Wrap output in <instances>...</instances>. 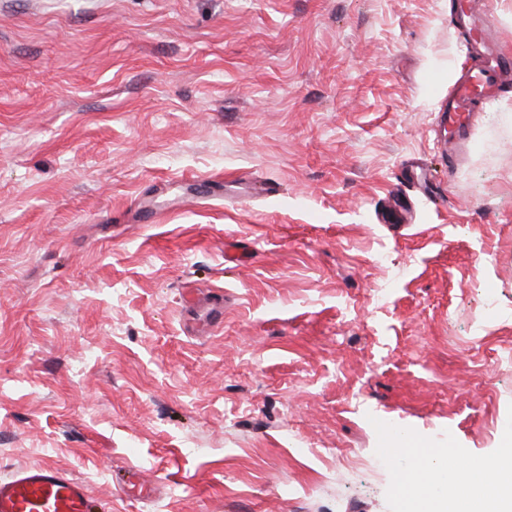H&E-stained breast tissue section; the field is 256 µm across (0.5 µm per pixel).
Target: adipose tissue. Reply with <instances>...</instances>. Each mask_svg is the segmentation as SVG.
<instances>
[{
    "mask_svg": "<svg viewBox=\"0 0 512 512\" xmlns=\"http://www.w3.org/2000/svg\"><path fill=\"white\" fill-rule=\"evenodd\" d=\"M497 481L476 488L473 469H445L432 456L424 479L408 497V512H512V453L502 452L494 461Z\"/></svg>",
    "mask_w": 512,
    "mask_h": 512,
    "instance_id": "adipose-tissue-1",
    "label": "adipose tissue"
}]
</instances>
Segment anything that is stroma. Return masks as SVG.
<instances>
[{
  "label": "stroma",
  "instance_id": "35a3bbf8",
  "mask_svg": "<svg viewBox=\"0 0 512 512\" xmlns=\"http://www.w3.org/2000/svg\"><path fill=\"white\" fill-rule=\"evenodd\" d=\"M458 6L0 0V479L54 465L92 512H398L414 451L383 462L378 417L495 481L512 85L443 153Z\"/></svg>",
  "mask_w": 512,
  "mask_h": 512
}]
</instances>
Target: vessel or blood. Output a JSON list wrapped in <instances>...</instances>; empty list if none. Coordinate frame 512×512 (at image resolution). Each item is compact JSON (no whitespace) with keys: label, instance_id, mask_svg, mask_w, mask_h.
<instances>
[{"label":"vessel or blood","instance_id":"b4317fda","mask_svg":"<svg viewBox=\"0 0 512 512\" xmlns=\"http://www.w3.org/2000/svg\"><path fill=\"white\" fill-rule=\"evenodd\" d=\"M458 17L476 32L474 44L485 64L462 72L448 91L442 122L448 127L451 146L469 140L475 102L494 97L501 85L512 81V45L495 37L487 0H461ZM0 512H91V499L81 481L45 464L0 480Z\"/></svg>","mask_w":512,"mask_h":512}]
</instances>
